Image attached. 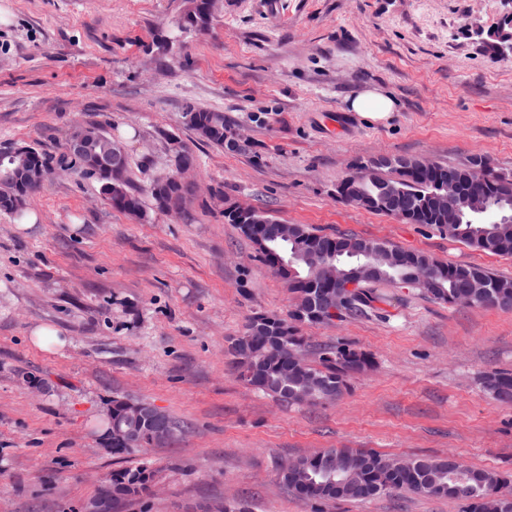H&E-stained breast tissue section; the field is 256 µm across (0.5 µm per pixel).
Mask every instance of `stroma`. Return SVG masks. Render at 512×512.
Here are the masks:
<instances>
[{
  "instance_id": "1",
  "label": "stroma",
  "mask_w": 512,
  "mask_h": 512,
  "mask_svg": "<svg viewBox=\"0 0 512 512\" xmlns=\"http://www.w3.org/2000/svg\"><path fill=\"white\" fill-rule=\"evenodd\" d=\"M185 0H0V147L57 159L73 125L119 136L148 193L169 136L196 157L182 212L120 213L97 183L55 173L25 218L0 213V512H79L114 470L151 463L158 489L123 512H461L406 492L318 504L278 480L326 448L445 457L512 473V403L483 371H512V310L451 306L385 287L366 317L303 329L339 340L375 368L340 400L287 406L240 381L226 354L256 312L294 296L224 208L246 203L288 224L421 251L512 278V257L473 250L425 224L337 200L361 162L481 155L512 170V57L473 33L501 0H222L208 30L178 32ZM174 47L162 50L159 35ZM373 89L397 110L368 123L349 103ZM194 105L223 113L231 148L185 126ZM45 327L65 346L31 337ZM141 399L183 432L115 454L103 447L112 399Z\"/></svg>"
}]
</instances>
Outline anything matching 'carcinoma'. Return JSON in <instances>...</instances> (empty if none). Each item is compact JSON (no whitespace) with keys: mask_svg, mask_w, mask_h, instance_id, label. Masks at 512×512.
<instances>
[{"mask_svg":"<svg viewBox=\"0 0 512 512\" xmlns=\"http://www.w3.org/2000/svg\"><path fill=\"white\" fill-rule=\"evenodd\" d=\"M218 0H187L177 18L181 31H203L208 28ZM512 43V19L503 18L487 31L483 48L498 58L502 48ZM185 125L203 141L224 146L227 128L224 113L189 106L183 114ZM84 133L92 140L95 151L110 153L125 149L123 143L98 124H88ZM412 156H397L393 164H378L367 172L360 187L371 194L394 186L402 189L397 208L407 213L408 224H434L436 219L421 207L423 194L448 189V166L440 164L431 170L408 165ZM84 175L96 179L100 193L115 210L143 220L147 217L142 195L132 187L128 171L121 176L96 169L84 159L77 161ZM50 172L46 157L36 148L19 145L15 161L0 162V211L20 217L30 197L39 189L30 174ZM512 173L502 178L496 167L476 182L475 191L483 198L486 210L468 211L459 224H446L440 231L467 246L498 256H512V221L502 217L512 213ZM153 208L161 212L181 209L192 193L191 186L181 184L174 174L158 177L149 188ZM284 225L265 215L261 225L249 237L267 263L295 295L293 308L287 315L255 313L249 316L242 334L231 343V369L254 389L291 405H317L329 401L327 395L341 396L350 389L357 374L372 367L369 354L353 344L338 340L314 351L315 364L302 369L290 368L296 354L309 349L301 336L304 322L297 310L311 297L330 292L314 276L315 261H332L347 275H355V288L339 317L365 316L375 310L379 286L415 282L434 300L454 303L464 292L471 306L512 309V279L473 265L440 262L421 252L406 250L382 242L350 235L327 236L305 225H294L295 234L286 241L280 237ZM486 390L496 399L512 400V371L492 369L484 373ZM149 403L124 399L112 400V423L131 427L137 435V448L160 444L154 426L148 420L135 421L132 413ZM278 478L293 494L310 501L328 503L335 500L368 501L391 491H406L430 496H445L462 503V512H485L486 500L499 497V502L512 512V482L491 470L464 467L455 457L404 458L386 457L373 451L353 448H330L292 462ZM158 471L147 466L124 468L112 473V496L117 503L137 500L152 490Z\"/></svg>","mask_w":512,"mask_h":512,"instance_id":"obj_1","label":"carcinoma"}]
</instances>
